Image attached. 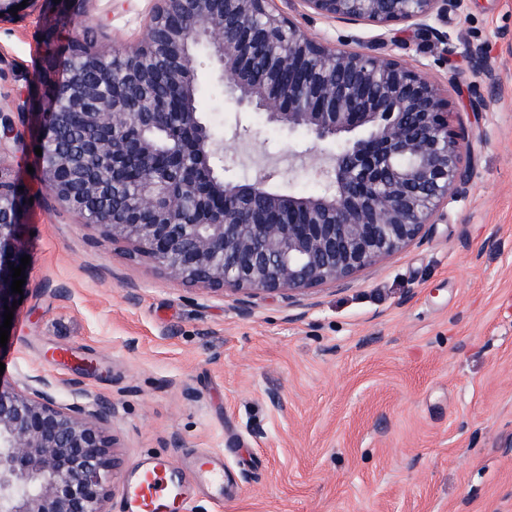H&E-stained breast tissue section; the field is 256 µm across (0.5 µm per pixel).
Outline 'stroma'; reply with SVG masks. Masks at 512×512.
I'll return each mask as SVG.
<instances>
[{
    "instance_id": "35a3bbf8",
    "label": "stroma",
    "mask_w": 512,
    "mask_h": 512,
    "mask_svg": "<svg viewBox=\"0 0 512 512\" xmlns=\"http://www.w3.org/2000/svg\"><path fill=\"white\" fill-rule=\"evenodd\" d=\"M152 7L90 0L68 26L100 17L98 45L130 44ZM283 9L318 39L356 37L359 51L379 32L310 14L301 0ZM57 20L44 8L0 26L1 110L42 94V33ZM469 44L495 64L494 92L471 87ZM395 52L461 116L466 194L423 240L297 303L258 298L247 318L232 297H202L78 223L28 172L32 151L0 162L32 198L28 294L0 380L40 374L70 403L76 379L107 402L120 463L107 512L139 463L162 457L178 476L201 451L223 456L224 496L201 495L195 512H512V0H467L448 17L447 50L410 34ZM198 89L206 119L232 135L236 110L208 66ZM249 125L234 144L237 173L275 170L280 188L319 191L304 134L258 114ZM60 351L97 371L56 366Z\"/></svg>"
}]
</instances>
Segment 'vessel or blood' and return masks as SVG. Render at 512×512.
Listing matches in <instances>:
<instances>
[{
    "instance_id": "vessel-or-blood-1",
    "label": "vessel or blood",
    "mask_w": 512,
    "mask_h": 512,
    "mask_svg": "<svg viewBox=\"0 0 512 512\" xmlns=\"http://www.w3.org/2000/svg\"><path fill=\"white\" fill-rule=\"evenodd\" d=\"M224 467L216 455L203 452L196 456L187 476L172 481L168 476V463L156 458L139 468L135 478L125 490L123 512H192L200 482L219 483Z\"/></svg>"
}]
</instances>
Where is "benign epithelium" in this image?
I'll use <instances>...</instances> for the list:
<instances>
[{"mask_svg": "<svg viewBox=\"0 0 512 512\" xmlns=\"http://www.w3.org/2000/svg\"><path fill=\"white\" fill-rule=\"evenodd\" d=\"M24 1L23 12L43 2H0V24L13 23L11 5ZM154 2L129 47L104 52L85 32L62 30L65 10L43 34L51 62L43 84L54 106L40 112L34 143L41 180L102 240L131 245L174 281L234 297L247 317L261 294L296 303L422 239L465 193L473 170L450 121L452 102L425 70L387 50L410 31L448 43L429 21L447 24L465 0H300L316 16L381 28L367 51L313 40L278 0ZM62 40L79 57L64 81L52 65ZM203 53L237 114L258 112L308 137L320 192L276 191L272 172L232 173L229 146L193 105ZM467 55L473 87L493 88L488 56L478 47ZM153 56L164 61L159 72L145 67ZM258 57L288 84L253 80ZM171 88L185 104L161 112L156 98ZM29 107L26 99L0 111V158L24 143ZM74 119L95 136L63 143ZM329 144L335 162L323 167ZM18 187L0 169V325L4 306L21 298L11 291L12 268L25 256ZM108 427L100 399L62 404L39 375L0 382V512H106L117 468Z\"/></svg>", "mask_w": 512, "mask_h": 512, "instance_id": "obj_1", "label": "benign epithelium"}]
</instances>
